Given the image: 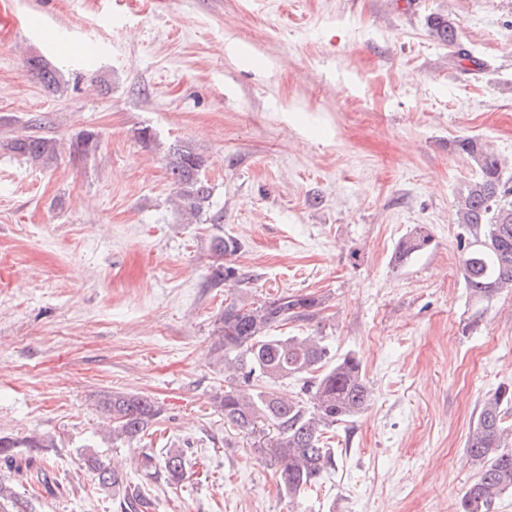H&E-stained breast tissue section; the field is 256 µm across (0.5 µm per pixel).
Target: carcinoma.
Returning <instances> with one entry per match:
<instances>
[{"mask_svg":"<svg viewBox=\"0 0 512 512\" xmlns=\"http://www.w3.org/2000/svg\"><path fill=\"white\" fill-rule=\"evenodd\" d=\"M432 35L456 44L457 36L448 16L428 18ZM30 70L50 91L62 89L60 71L40 57L28 60ZM5 147L14 154L44 166L58 157L57 141L34 133L11 137ZM96 148L92 131L79 134L71 143V154L88 157ZM477 167V176L458 189L453 200L458 268L469 298L479 305L512 290V165L472 137L457 141ZM166 169L184 211L217 223L209 215L213 188L203 175L205 160L187 144H172L165 155ZM433 236L423 226L415 228L399 245L398 259L421 253L432 245ZM215 251L229 257L240 244L233 238L217 236ZM215 285H241L250 276L231 263L211 269ZM321 299L303 293H285L261 303L232 300L224 305L216 329L217 346L224 352V396L219 400L224 421L249 435L260 422L276 432L268 457L277 475L281 493L294 502L312 489L324 474L336 469V456L325 446L324 434L338 424L359 415L371 401V391L359 358L346 353L337 356L324 337L280 336L272 329L290 319L307 320ZM295 378L301 381L300 396L281 397L268 381ZM100 405L112 419V438L129 442L141 439L160 419L161 409L149 397L137 393L105 392ZM54 447L44 436L13 437L0 434V464L26 472L36 486L50 490L46 471L33 468V457L23 458L18 449L39 451ZM467 457L478 467V475L461 496L457 512H492L505 494L512 492V384H503L481 401ZM103 490L118 498L120 512H150L151 503L130 489L124 476L110 470L95 454L84 457ZM140 469L150 478L165 476L169 484L185 478V455L181 448H169L162 458L150 452L139 456ZM0 512H29L11 483L0 479Z\"/></svg>","mask_w":512,"mask_h":512,"instance_id":"carcinoma-1","label":"carcinoma"}]
</instances>
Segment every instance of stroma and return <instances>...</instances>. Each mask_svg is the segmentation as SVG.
Segmentation results:
<instances>
[{"label": "stroma", "mask_w": 512, "mask_h": 512, "mask_svg": "<svg viewBox=\"0 0 512 512\" xmlns=\"http://www.w3.org/2000/svg\"><path fill=\"white\" fill-rule=\"evenodd\" d=\"M435 13L459 47L431 35ZM35 56L59 67V94ZM31 130L59 156L0 147V433L54 441L36 457L52 492L7 474L33 512H118L90 451L154 512H456L481 399L512 383V293L467 331L452 210L477 174L457 139L512 161V0H0V144ZM86 130L98 146L78 159ZM177 141L205 158L220 223L177 206ZM417 226L432 246L398 260ZM217 236L240 243L244 285H210ZM286 292L322 305L279 334L356 354L372 395L329 430L337 467L294 509L224 421L214 345L225 297ZM106 391L154 399L153 434L108 440ZM169 448L185 479L143 476L140 451ZM28 65L45 88L53 92L61 91L62 76L55 66L40 57L30 58ZM8 150L28 161L50 166L58 157L57 141L48 136L34 133L11 137L4 145Z\"/></svg>", "instance_id": "obj_1"}]
</instances>
